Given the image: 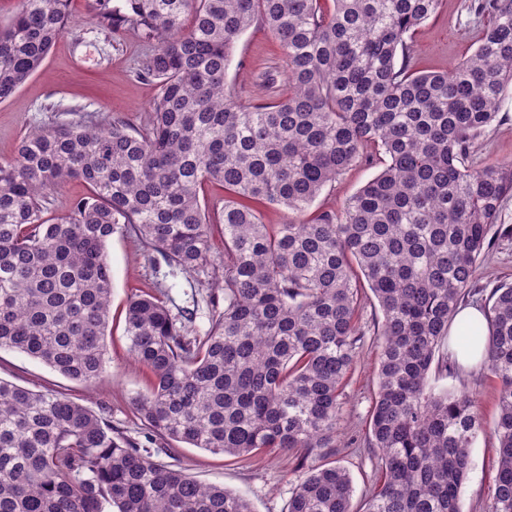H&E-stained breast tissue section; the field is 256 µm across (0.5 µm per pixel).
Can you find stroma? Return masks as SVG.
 Returning <instances> with one entry per match:
<instances>
[{
  "label": "stroma",
  "mask_w": 512,
  "mask_h": 512,
  "mask_svg": "<svg viewBox=\"0 0 512 512\" xmlns=\"http://www.w3.org/2000/svg\"><path fill=\"white\" fill-rule=\"evenodd\" d=\"M469 2L442 0L436 16L415 32L412 45L419 71H448L476 49L482 24L469 13ZM69 10L74 24L51 47L38 72L14 96L0 102V161L15 155L21 138L29 131L68 119L75 108L96 119H119L136 128L149 119L158 89L154 82L138 78L134 72L143 51L141 42L130 33L100 30L89 18V0H71ZM226 78L229 94L245 105L277 100L287 94L284 53L262 24H253L240 36ZM476 159L483 164L512 161V99L503 102L496 120L481 135ZM378 172V167L364 164L350 167L322 191L313 209H341ZM213 244L210 262L189 275L170 266L159 254L146 251L136 236L114 233L107 245L113 295L105 376L89 386L23 353L1 349L0 379L33 391L55 393L97 413L105 412L112 426L125 436L159 449V461L177 465L201 483L243 495L255 512H285L295 485L307 470L321 465V458H308L301 470L295 467L294 453L288 451L232 459L152 436L133 409L132 400L146 390L150 374L129 355L125 336L127 304L131 297L143 293L160 297L172 316L185 324L189 335H204L211 326L207 303L213 294L212 285L224 274L221 233H214ZM476 276L483 285L512 282V233L496 237L493 247L479 259ZM380 317L376 303L363 301L358 314L363 343L340 397L337 447L332 456L352 478L355 512H362L381 472L378 457L364 445L377 391ZM432 383L442 389L468 391L484 423H493L498 387L484 368L459 375L439 371L433 374ZM497 457L496 440L479 436L471 450L469 479L461 491L462 512H485Z\"/></svg>",
  "instance_id": "1"
}]
</instances>
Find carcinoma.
<instances>
[{"mask_svg":"<svg viewBox=\"0 0 512 512\" xmlns=\"http://www.w3.org/2000/svg\"><path fill=\"white\" fill-rule=\"evenodd\" d=\"M91 0L97 26L149 46L158 86L148 124L84 117L48 124L0 162V349L92 384L105 372L113 291L107 244L135 234L191 273L224 227V311L187 335L166 303L127 305L130 353L153 374L134 409L157 436L242 458L336 447L339 397L358 358L368 286L382 320L368 444L379 481L365 512H461L481 434L498 441L488 512H512V285L492 289L483 366L498 382L486 427L473 397L437 390L432 369L477 261L512 161L481 165L475 140L512 97V0H473L477 48L450 71L411 65L409 38L440 0ZM69 0H19L0 25V102L69 27ZM192 17L189 29L185 16ZM279 41L288 96L244 106L226 92L230 52L255 22ZM383 170L338 211L307 214L350 167ZM71 179L91 196L54 219L47 193ZM224 187V204L199 192ZM260 202L296 214L267 224ZM156 448L53 393L0 380V512H254ZM352 479L332 462L293 489L287 512H353Z\"/></svg>","mask_w":512,"mask_h":512,"instance_id":"obj_1","label":"carcinoma"}]
</instances>
